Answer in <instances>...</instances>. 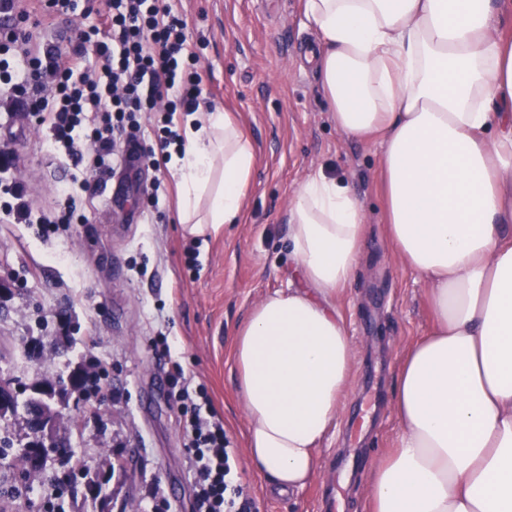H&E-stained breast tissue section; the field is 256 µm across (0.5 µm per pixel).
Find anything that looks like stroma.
Returning a JSON list of instances; mask_svg holds the SVG:
<instances>
[{
  "label": "stroma",
  "mask_w": 512,
  "mask_h": 512,
  "mask_svg": "<svg viewBox=\"0 0 512 512\" xmlns=\"http://www.w3.org/2000/svg\"><path fill=\"white\" fill-rule=\"evenodd\" d=\"M186 19L205 94L234 112L256 146V165L236 223L196 237L178 219V181L133 157L102 188L85 193L82 171L55 159L35 116L0 108V149L20 159L34 215L73 204L85 222L45 237L39 225L0 211V378L16 389L85 368L91 393L66 391L57 435L90 473L127 463L113 484L111 512H190L193 478L170 397L167 367L155 353L165 334L186 373L206 384L235 450L238 474L258 512H366L372 469L399 432L393 393L406 346L426 335L427 283L405 266L384 235L379 145L337 130L306 55L315 33L304 0H175ZM324 172L362 200L367 252L338 307L357 349L352 383L336 428L318 450L313 481L292 497L264 492L243 466L246 418L231 349L238 326L267 294L302 286L290 256L288 207L299 183ZM160 179L162 206L144 191ZM196 246L197 267L184 250ZM55 462L27 473L18 449L0 459V512H39Z\"/></svg>",
  "instance_id": "stroma-1"
}]
</instances>
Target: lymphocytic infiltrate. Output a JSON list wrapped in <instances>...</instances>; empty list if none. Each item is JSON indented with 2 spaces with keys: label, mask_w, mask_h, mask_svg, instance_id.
Segmentation results:
<instances>
[{
  "label": "lymphocytic infiltrate",
  "mask_w": 512,
  "mask_h": 512,
  "mask_svg": "<svg viewBox=\"0 0 512 512\" xmlns=\"http://www.w3.org/2000/svg\"><path fill=\"white\" fill-rule=\"evenodd\" d=\"M0 15L8 20L0 84L12 91L11 107L37 115L52 153L84 164L85 191H93V178L122 163L117 140L139 145L141 113H159L155 144L144 151L153 169L183 153L175 119L177 113L199 110L202 77L187 23L170 0H110L109 12L78 30L77 45L68 53L50 42L33 43L25 26L31 15L27 0H0ZM91 55L97 59L93 68L86 65ZM15 165V156L0 150V209L28 223L32 211L23 183L2 177ZM159 344L189 450L191 512H257L233 468L224 420L205 385L186 375L167 339Z\"/></svg>",
  "instance_id": "obj_1"
}]
</instances>
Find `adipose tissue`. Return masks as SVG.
I'll return each instance as SVG.
<instances>
[{
	"mask_svg": "<svg viewBox=\"0 0 512 512\" xmlns=\"http://www.w3.org/2000/svg\"><path fill=\"white\" fill-rule=\"evenodd\" d=\"M308 60L338 130L377 139L386 236L429 285L432 326L403 352L399 434L372 472L369 512H512V0H305ZM173 155L179 220L202 236L235 223L256 164L229 112L188 115ZM368 235L347 183L318 173L288 209L303 287L264 297L232 361L245 464L292 495L319 467L353 378L335 304Z\"/></svg>",
	"mask_w": 512,
	"mask_h": 512,
	"instance_id": "obj_1",
	"label": "adipose tissue"
}]
</instances>
